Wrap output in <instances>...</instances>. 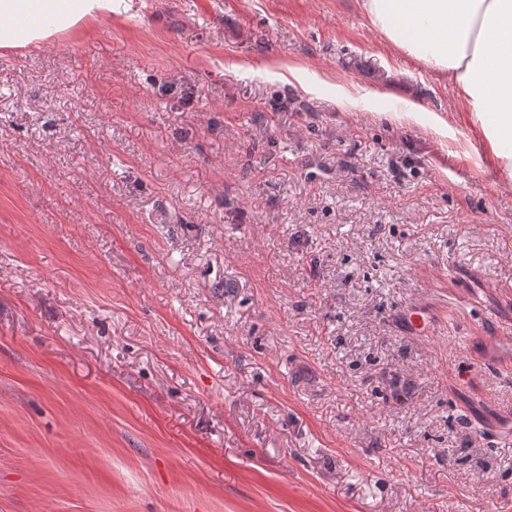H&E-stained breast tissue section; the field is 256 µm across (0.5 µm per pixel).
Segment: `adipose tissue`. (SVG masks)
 Segmentation results:
<instances>
[{
  "label": "adipose tissue",
  "mask_w": 512,
  "mask_h": 512,
  "mask_svg": "<svg viewBox=\"0 0 512 512\" xmlns=\"http://www.w3.org/2000/svg\"><path fill=\"white\" fill-rule=\"evenodd\" d=\"M113 0H0V49L40 45L100 14ZM397 49L448 80L478 122L487 158L512 183V0H357Z\"/></svg>",
  "instance_id": "1"
}]
</instances>
